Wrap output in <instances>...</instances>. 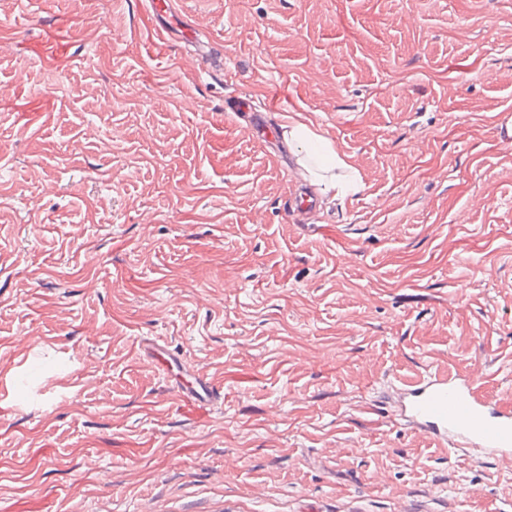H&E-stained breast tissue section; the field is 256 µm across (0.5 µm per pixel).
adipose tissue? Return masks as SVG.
Returning <instances> with one entry per match:
<instances>
[{
	"label": "adipose tissue",
	"instance_id": "obj_1",
	"mask_svg": "<svg viewBox=\"0 0 512 512\" xmlns=\"http://www.w3.org/2000/svg\"><path fill=\"white\" fill-rule=\"evenodd\" d=\"M285 141L311 145V161L300 165L298 175L315 185L321 193L344 197L363 190L364 183L358 169L340 156L328 139L306 123L297 121L289 124Z\"/></svg>",
	"mask_w": 512,
	"mask_h": 512
}]
</instances>
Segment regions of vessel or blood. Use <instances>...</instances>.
<instances>
[{
	"label": "vessel or blood",
	"mask_w": 512,
	"mask_h": 512,
	"mask_svg": "<svg viewBox=\"0 0 512 512\" xmlns=\"http://www.w3.org/2000/svg\"><path fill=\"white\" fill-rule=\"evenodd\" d=\"M479 371L447 374L426 371L397 384L398 420L445 450L480 453L496 462L512 461V410L485 396ZM182 397L212 402L220 391L204 374H197Z\"/></svg>",
	"instance_id": "vessel-or-blood-1"
}]
</instances>
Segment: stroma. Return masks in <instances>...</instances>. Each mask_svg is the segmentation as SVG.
<instances>
[{"instance_id": "stroma-1", "label": "stroma", "mask_w": 512, "mask_h": 512, "mask_svg": "<svg viewBox=\"0 0 512 512\" xmlns=\"http://www.w3.org/2000/svg\"><path fill=\"white\" fill-rule=\"evenodd\" d=\"M177 6L191 42L148 0H0V512H512L386 403L479 360L512 408V0ZM294 120L364 183L311 225ZM196 377L193 378L191 385L184 389H179V397H185L195 401L212 402L221 398L218 390L211 380L199 371H194Z\"/></svg>"}]
</instances>
